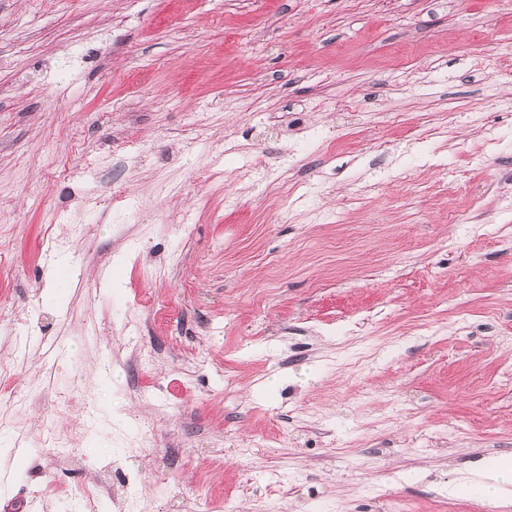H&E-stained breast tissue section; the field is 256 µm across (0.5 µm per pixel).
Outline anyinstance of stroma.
<instances>
[{"instance_id":"35a3bbf8","label":"stroma","mask_w":512,"mask_h":512,"mask_svg":"<svg viewBox=\"0 0 512 512\" xmlns=\"http://www.w3.org/2000/svg\"><path fill=\"white\" fill-rule=\"evenodd\" d=\"M504 457L512 0H0V512H489ZM478 475L484 501L491 507L496 506L497 499L502 495L507 494L510 496V488H506L503 485H512V458H502L493 468L483 471Z\"/></svg>"}]
</instances>
